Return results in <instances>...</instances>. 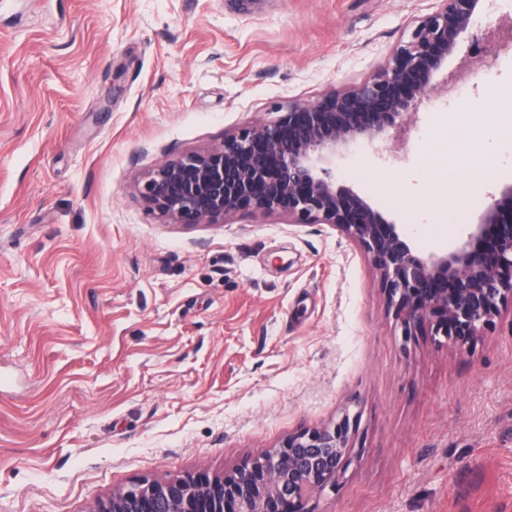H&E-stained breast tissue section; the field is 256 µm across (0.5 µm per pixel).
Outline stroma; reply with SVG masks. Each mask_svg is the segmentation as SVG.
<instances>
[{
	"mask_svg": "<svg viewBox=\"0 0 512 512\" xmlns=\"http://www.w3.org/2000/svg\"><path fill=\"white\" fill-rule=\"evenodd\" d=\"M434 0H0V512H85L140 478L221 474L357 412L310 512H512V313L471 353L404 339L325 224H174L134 186L274 106L368 76ZM512 52L437 92L344 182L452 250L512 147L482 106Z\"/></svg>",
	"mask_w": 512,
	"mask_h": 512,
	"instance_id": "1",
	"label": "stroma"
}]
</instances>
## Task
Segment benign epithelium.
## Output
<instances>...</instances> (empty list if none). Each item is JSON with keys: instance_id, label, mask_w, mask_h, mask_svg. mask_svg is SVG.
Wrapping results in <instances>:
<instances>
[{"instance_id": "1", "label": "benign epithelium", "mask_w": 512, "mask_h": 512, "mask_svg": "<svg viewBox=\"0 0 512 512\" xmlns=\"http://www.w3.org/2000/svg\"><path fill=\"white\" fill-rule=\"evenodd\" d=\"M485 14V0H435L371 75L290 101L215 148L165 159L136 185L138 195L179 224H215L231 213L326 224L363 250L402 335L427 326L468 353L512 309V180L491 185L460 246L426 254L340 183V164L405 139L435 90L451 89V79L435 83L449 57L466 50L465 73H479L478 61L501 49V27H482ZM357 419L346 408L335 423L301 427L221 476L141 479L85 512H310L311 494L336 487Z\"/></svg>"}]
</instances>
